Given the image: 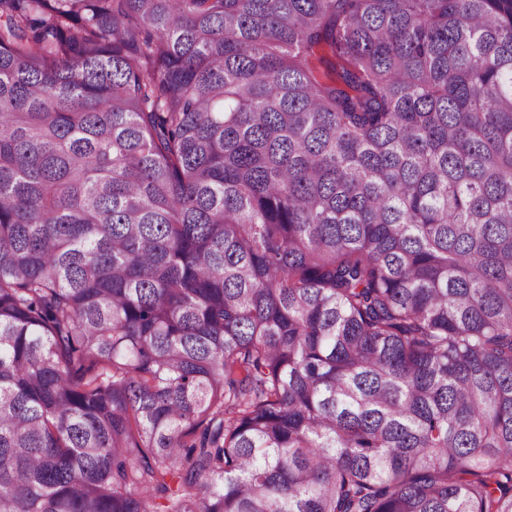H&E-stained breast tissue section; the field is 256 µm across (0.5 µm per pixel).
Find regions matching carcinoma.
I'll list each match as a JSON object with an SVG mask.
<instances>
[{"instance_id":"carcinoma-1","label":"carcinoma","mask_w":512,"mask_h":512,"mask_svg":"<svg viewBox=\"0 0 512 512\" xmlns=\"http://www.w3.org/2000/svg\"><path fill=\"white\" fill-rule=\"evenodd\" d=\"M0 512H512V0H0Z\"/></svg>"}]
</instances>
